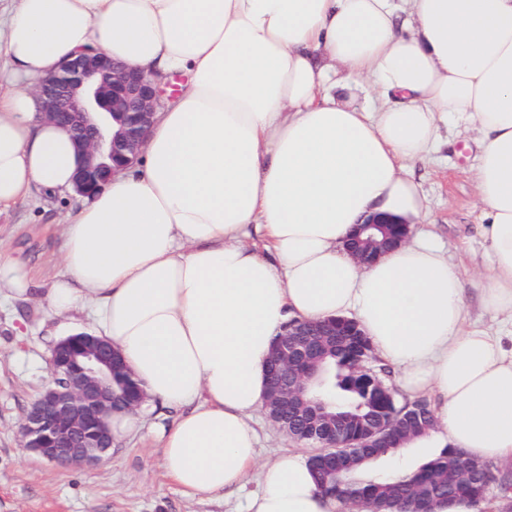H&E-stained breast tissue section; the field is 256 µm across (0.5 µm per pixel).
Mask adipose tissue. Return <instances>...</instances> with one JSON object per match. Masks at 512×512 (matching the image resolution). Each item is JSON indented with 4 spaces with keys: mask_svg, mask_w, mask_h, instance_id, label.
<instances>
[{
    "mask_svg": "<svg viewBox=\"0 0 512 512\" xmlns=\"http://www.w3.org/2000/svg\"><path fill=\"white\" fill-rule=\"evenodd\" d=\"M95 48L164 81L142 161L71 213L55 313L88 311L161 428L165 468L190 496L259 488L244 512H337L308 456L258 465L251 411L273 343L292 320L356 316L435 432L471 460L512 463V347L472 322L458 269L434 236L376 263L345 242L386 213L429 214L411 164L454 120L477 133L489 223L481 305L512 316V0H13L0 11V211L33 187L73 189L68 130L36 114L40 79ZM373 82L377 103L338 99L337 71Z\"/></svg>",
    "mask_w": 512,
    "mask_h": 512,
    "instance_id": "adipose-tissue-1",
    "label": "adipose tissue"
}]
</instances>
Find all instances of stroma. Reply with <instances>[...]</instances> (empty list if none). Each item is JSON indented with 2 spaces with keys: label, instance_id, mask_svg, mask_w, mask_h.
<instances>
[{
  "label": "stroma",
  "instance_id": "stroma-1",
  "mask_svg": "<svg viewBox=\"0 0 512 512\" xmlns=\"http://www.w3.org/2000/svg\"><path fill=\"white\" fill-rule=\"evenodd\" d=\"M440 140L434 158L414 166L412 174L442 252L469 281L488 271L480 231L486 217L473 181L477 149L472 133L453 124L441 130ZM81 202L74 192L37 190L1 213L0 262L22 263L39 287H49L63 271L65 220ZM60 322L37 300L0 296V512H243L258 473L232 493L184 495L166 472L153 433L161 420L153 415L92 467L61 468L23 448L20 426L48 380L47 359ZM250 423L259 434L260 462L299 450L263 408L253 410Z\"/></svg>",
  "mask_w": 512,
  "mask_h": 512
}]
</instances>
